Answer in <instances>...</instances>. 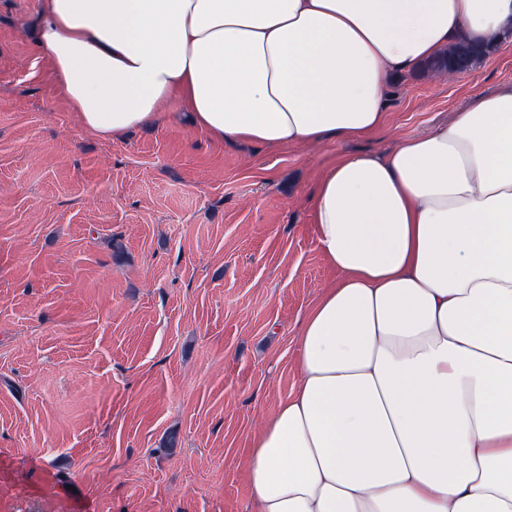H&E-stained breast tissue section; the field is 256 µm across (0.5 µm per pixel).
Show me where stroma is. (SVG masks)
<instances>
[{
  "label": "stroma",
  "mask_w": 512,
  "mask_h": 512,
  "mask_svg": "<svg viewBox=\"0 0 512 512\" xmlns=\"http://www.w3.org/2000/svg\"><path fill=\"white\" fill-rule=\"evenodd\" d=\"M40 8L0 0V512H250L252 436L336 276L319 176L512 85V39L395 77L365 139L218 145L177 101L101 139L40 55Z\"/></svg>",
  "instance_id": "stroma-1"
}]
</instances>
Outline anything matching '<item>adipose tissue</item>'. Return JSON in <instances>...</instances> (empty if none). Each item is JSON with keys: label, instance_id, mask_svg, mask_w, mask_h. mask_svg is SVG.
<instances>
[{"label": "adipose tissue", "instance_id": "adipose-tissue-1", "mask_svg": "<svg viewBox=\"0 0 512 512\" xmlns=\"http://www.w3.org/2000/svg\"><path fill=\"white\" fill-rule=\"evenodd\" d=\"M461 36L512 37V0H45L38 20L85 130L175 99L266 147L371 135L391 78ZM313 215L337 278L253 438V512H512V85L338 156Z\"/></svg>", "mask_w": 512, "mask_h": 512}]
</instances>
